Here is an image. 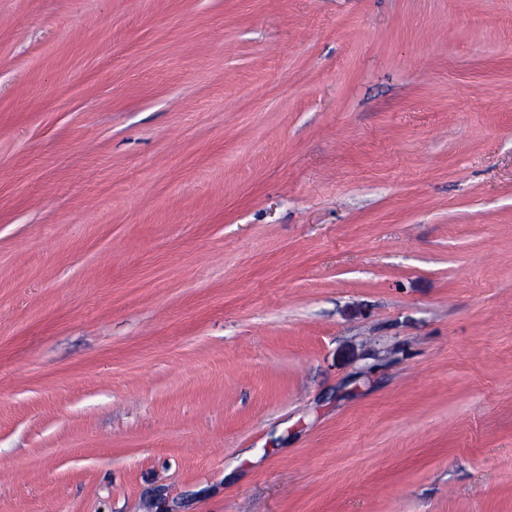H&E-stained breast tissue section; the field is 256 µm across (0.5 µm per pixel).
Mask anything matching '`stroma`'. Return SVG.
<instances>
[{
  "label": "stroma",
  "instance_id": "35a3bbf8",
  "mask_svg": "<svg viewBox=\"0 0 512 512\" xmlns=\"http://www.w3.org/2000/svg\"><path fill=\"white\" fill-rule=\"evenodd\" d=\"M0 512H512V0H0Z\"/></svg>",
  "mask_w": 512,
  "mask_h": 512
}]
</instances>
